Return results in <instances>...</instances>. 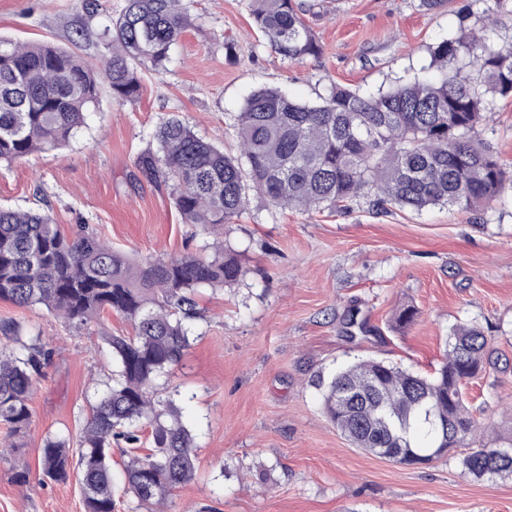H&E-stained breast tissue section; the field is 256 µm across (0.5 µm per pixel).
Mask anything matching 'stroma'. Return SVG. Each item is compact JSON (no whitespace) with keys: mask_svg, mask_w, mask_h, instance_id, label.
<instances>
[{"mask_svg":"<svg viewBox=\"0 0 512 512\" xmlns=\"http://www.w3.org/2000/svg\"><path fill=\"white\" fill-rule=\"evenodd\" d=\"M308 15L322 53L298 62L265 47L248 0H194L193 21L166 68H140L137 99L102 90L79 134L62 149L0 166V206L50 205L62 231L91 225L113 248L145 260L205 244L183 223L169 190L137 181L135 158L160 119L181 114L204 139L235 153L229 118L260 88L316 101L332 83L364 93L429 76L430 49L460 26L481 28L482 7L452 0H318ZM124 0H0V38L66 47L75 28L109 25ZM234 42L226 54L225 42ZM481 136L512 163V97L500 98ZM224 243L248 273L238 284L202 287L192 346L160 384L194 438L197 472L175 489L170 512H512V479L462 473L464 449L426 465L401 466L352 447L322 409L319 377L359 360L397 362L428 375L444 360L450 329L478 323L492 362L467 386L489 437H512V187L476 211L271 210L260 200L224 227ZM404 305L418 309L406 326ZM366 333L341 331L347 310ZM56 349L30 398L32 419L0 463V512H83L77 478L44 479L46 437L78 442L88 406L112 372L111 335L128 322L103 312L75 328L42 307L0 301V323ZM30 470L18 484L14 470Z\"/></svg>","mask_w":512,"mask_h":512,"instance_id":"obj_1","label":"stroma"}]
</instances>
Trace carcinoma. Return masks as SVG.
<instances>
[{
    "mask_svg": "<svg viewBox=\"0 0 512 512\" xmlns=\"http://www.w3.org/2000/svg\"><path fill=\"white\" fill-rule=\"evenodd\" d=\"M316 4L249 0L264 44L289 62L319 55L305 16ZM190 0H124L99 34L108 53L89 68L72 47L0 40V164L68 143L108 83L112 99L137 97L138 66L165 68L191 24ZM437 75L386 91L362 93L331 84L315 102L277 88L245 100L231 127L239 153L199 137L180 116L164 117L135 161L142 179L171 189L187 224L204 234L224 230L261 197L271 210L310 212L360 198L381 211L473 210L496 200L507 170L480 138L495 99L512 95V39L499 45L462 27L430 50ZM206 256L185 254L134 263L86 224L70 237L51 209L0 207V301L43 306L87 326L105 310L131 323L134 334L111 336V384L89 408L79 447L49 438L40 448L43 477L66 482L81 474L84 512H114L112 450L128 458L125 490L143 505L164 504L195 474L193 436L178 407L159 395L158 379L188 352L203 286H231L241 261L222 244ZM0 422L22 434L29 397L55 348L21 326L0 324ZM489 339L473 323L448 335L445 359L429 376L398 363L361 360L338 369L323 393L328 419L357 448L411 466L451 448H467L478 422L465 387L488 362ZM477 479L512 478V437L497 438L461 460Z\"/></svg>",
    "mask_w": 512,
    "mask_h": 512,
    "instance_id": "1",
    "label": "carcinoma"
}]
</instances>
